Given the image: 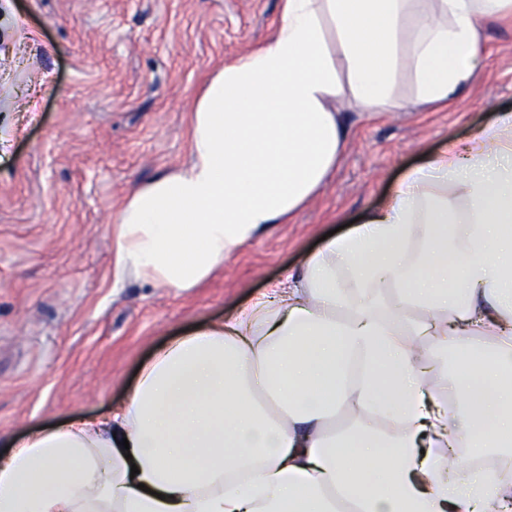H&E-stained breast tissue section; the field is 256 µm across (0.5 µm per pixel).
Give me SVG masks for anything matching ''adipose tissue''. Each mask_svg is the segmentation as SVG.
<instances>
[{
	"instance_id": "adipose-tissue-1",
	"label": "adipose tissue",
	"mask_w": 512,
	"mask_h": 512,
	"mask_svg": "<svg viewBox=\"0 0 512 512\" xmlns=\"http://www.w3.org/2000/svg\"><path fill=\"white\" fill-rule=\"evenodd\" d=\"M512 0H281L208 75L190 161L133 189L116 278L185 291L328 184L349 112L444 106ZM458 349L454 376L433 344ZM363 377L347 380L351 357ZM512 111L428 158L233 318L177 338L103 419L31 431L0 512H512Z\"/></svg>"
}]
</instances>
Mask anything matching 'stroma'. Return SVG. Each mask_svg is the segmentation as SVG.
<instances>
[{
    "mask_svg": "<svg viewBox=\"0 0 512 512\" xmlns=\"http://www.w3.org/2000/svg\"><path fill=\"white\" fill-rule=\"evenodd\" d=\"M279 0H0V456L29 428L108 415L174 337L233 316L426 157L512 110V17L447 106L350 112L326 189L187 291L112 276L126 195L188 160L205 73L269 39Z\"/></svg>",
    "mask_w": 512,
    "mask_h": 512,
    "instance_id": "1",
    "label": "stroma"
}]
</instances>
